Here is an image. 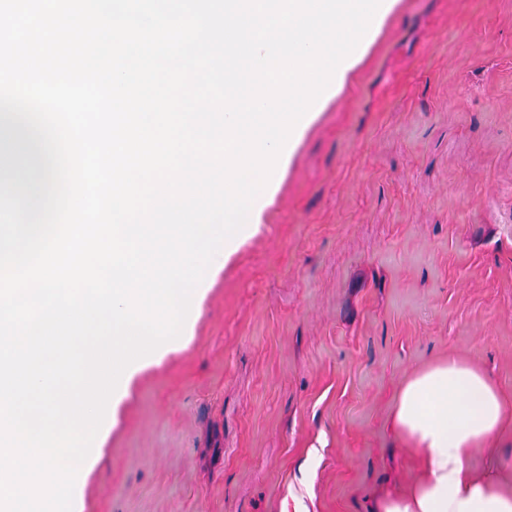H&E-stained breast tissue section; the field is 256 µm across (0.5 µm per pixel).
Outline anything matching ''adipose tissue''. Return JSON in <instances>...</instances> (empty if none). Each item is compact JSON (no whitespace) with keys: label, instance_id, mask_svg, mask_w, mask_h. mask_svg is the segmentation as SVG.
<instances>
[{"label":"adipose tissue","instance_id":"adipose-tissue-1","mask_svg":"<svg viewBox=\"0 0 512 512\" xmlns=\"http://www.w3.org/2000/svg\"><path fill=\"white\" fill-rule=\"evenodd\" d=\"M505 413L482 372L448 359L416 373L394 410L397 434L424 449L426 474L409 494L383 498L377 512H512V491L493 474L474 475L471 457L487 450Z\"/></svg>","mask_w":512,"mask_h":512}]
</instances>
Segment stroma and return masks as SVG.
<instances>
[{"mask_svg": "<svg viewBox=\"0 0 512 512\" xmlns=\"http://www.w3.org/2000/svg\"><path fill=\"white\" fill-rule=\"evenodd\" d=\"M448 358L512 455V0H398L191 338L136 376L84 512H372L423 476L398 394Z\"/></svg>", "mask_w": 512, "mask_h": 512, "instance_id": "stroma-1", "label": "stroma"}]
</instances>
